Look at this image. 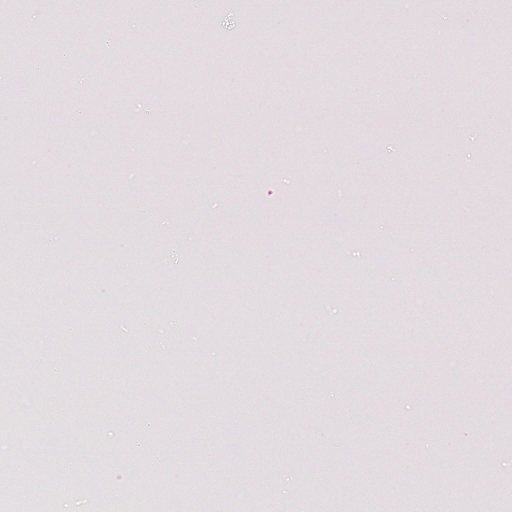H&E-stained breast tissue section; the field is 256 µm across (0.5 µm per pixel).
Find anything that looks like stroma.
<instances>
[{
  "mask_svg": "<svg viewBox=\"0 0 512 512\" xmlns=\"http://www.w3.org/2000/svg\"><path fill=\"white\" fill-rule=\"evenodd\" d=\"M447 26L466 47L495 49L453 90ZM0 27L38 58L115 36L111 55L79 70L57 59L13 77L0 99V133L30 162V193L0 247L23 252L32 275L54 240L70 267L99 269L39 305L0 304V331L17 342L46 322L37 345L50 358L60 323L84 321L93 369L65 359L64 380L42 381L44 401L75 424L85 410L59 400L60 383L96 392L92 437L106 445L134 429L128 408L159 405L166 428L150 453L167 462L162 486L191 500L202 483L235 506L262 471L276 488L265 512H411L426 497L433 512H484L486 497L458 489L512 482V0H204L193 14L171 0H98L79 13L18 0ZM140 39L171 54L164 80L145 88L128 79L141 57L123 50ZM298 46L308 52L296 67L284 53ZM247 289L266 297L261 376L224 309ZM361 291L369 301L356 311ZM174 312L156 367L128 380L113 361L137 355L134 325ZM24 446L0 436V465L15 468L0 497L37 488L18 465ZM131 481L150 492L105 461L51 512H83L90 494L123 500Z\"/></svg>",
  "mask_w": 512,
  "mask_h": 512,
  "instance_id": "obj_1",
  "label": "stroma"
}]
</instances>
